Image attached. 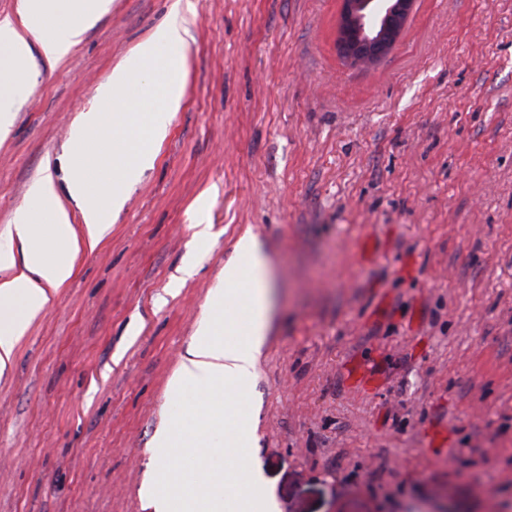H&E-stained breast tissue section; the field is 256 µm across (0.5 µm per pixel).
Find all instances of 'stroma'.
<instances>
[{"label": "stroma", "mask_w": 512, "mask_h": 512, "mask_svg": "<svg viewBox=\"0 0 512 512\" xmlns=\"http://www.w3.org/2000/svg\"><path fill=\"white\" fill-rule=\"evenodd\" d=\"M193 3L185 94L0 373V512H146L168 382L245 232L272 512H512V0H417L355 67L340 0H112L0 144V246L113 68ZM210 227L207 238L196 227Z\"/></svg>", "instance_id": "stroma-1"}]
</instances>
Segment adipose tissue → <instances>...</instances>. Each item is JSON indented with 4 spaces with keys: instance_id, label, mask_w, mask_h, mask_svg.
I'll return each instance as SVG.
<instances>
[{
    "instance_id": "obj_1",
    "label": "adipose tissue",
    "mask_w": 512,
    "mask_h": 512,
    "mask_svg": "<svg viewBox=\"0 0 512 512\" xmlns=\"http://www.w3.org/2000/svg\"><path fill=\"white\" fill-rule=\"evenodd\" d=\"M112 0H20L17 17L0 18V143L7 140L14 114L26 101L36 76L31 67L32 47H39L48 67H55L107 12ZM186 20L173 13L168 23L149 41L138 45L113 68L101 93L100 106L87 112L74 128L75 150L66 194H59L52 174H45L32 188L30 202L18 210L14 232L22 246V260L0 249V372L12 363L16 347L31 323L45 309L56 289L71 277L80 251L94 249L111 230L106 217L121 205V187L103 183L91 188L87 168L104 172L120 169L131 178L138 168L154 161L153 147L166 136L171 112L183 98L179 83H163L156 90L161 109L144 115L127 113V97L136 75L146 65H159L161 47L186 44ZM81 210L80 223H72L68 201ZM237 250L250 259L249 270L230 263L224 268V287L210 300L212 309L242 299L248 305L247 344L231 343L234 323L217 324L204 319L197 341L183 356L169 384L181 394L188 385L207 387L221 382L244 383L260 352L270 308L265 271L267 258L256 237L244 234ZM251 286L239 295L242 280Z\"/></svg>"
}]
</instances>
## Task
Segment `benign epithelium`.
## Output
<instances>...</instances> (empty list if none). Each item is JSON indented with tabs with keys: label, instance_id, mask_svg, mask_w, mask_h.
<instances>
[{
	"label": "benign epithelium",
	"instance_id": "1",
	"mask_svg": "<svg viewBox=\"0 0 512 512\" xmlns=\"http://www.w3.org/2000/svg\"><path fill=\"white\" fill-rule=\"evenodd\" d=\"M414 4L415 0H342V53L357 64L384 56L397 43Z\"/></svg>",
	"mask_w": 512,
	"mask_h": 512
}]
</instances>
